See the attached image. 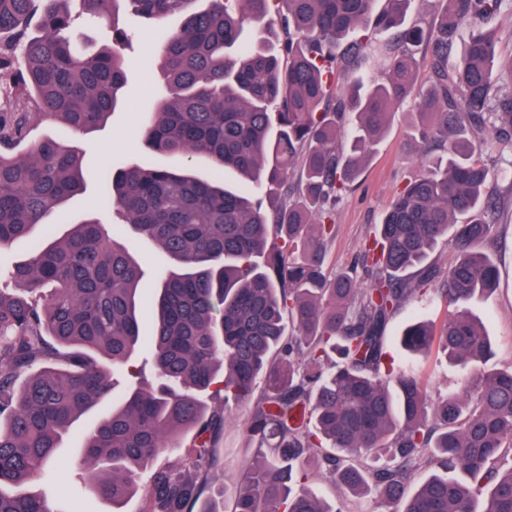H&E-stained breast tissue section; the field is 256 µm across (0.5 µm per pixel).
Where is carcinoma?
I'll return each instance as SVG.
<instances>
[{
    "label": "carcinoma",
    "mask_w": 512,
    "mask_h": 512,
    "mask_svg": "<svg viewBox=\"0 0 512 512\" xmlns=\"http://www.w3.org/2000/svg\"><path fill=\"white\" fill-rule=\"evenodd\" d=\"M70 2L0 0V83L19 90L0 107V247L43 226L0 279V512H81L87 492L119 512L144 473L146 512H342L311 489L315 474L344 493L378 491L396 512H512V467L497 468L512 448V368H482L492 344L468 311L438 331L413 321L398 337L468 368L457 392L432 403L416 372L382 376L388 324L425 285L443 279L455 305L498 284L482 251L497 237V203L478 155L490 137L512 142V82H500L488 29L505 0H439L434 21L409 27L415 0H79L76 13ZM120 4L158 38L164 91L142 117L144 141L181 160L111 161L98 175L97 212L116 213L167 259L149 336L142 264L112 225L93 217L60 234L43 223L83 188L70 137L119 104L128 59L107 10ZM85 15L112 30V46L79 49ZM171 17L179 26L162 28ZM380 34L393 53L383 81L363 72ZM411 97L424 120L410 139L431 157L358 257L371 281L332 277L336 204ZM30 103L59 120L57 135L31 136ZM200 160L210 175L196 173ZM227 170L244 183L224 187ZM264 195L280 203L266 209ZM448 236L456 260L426 264ZM143 348L153 382L115 392ZM104 401L81 455L61 460L74 424ZM233 404L246 408L259 462L228 509L215 473ZM184 446L180 461L156 464ZM426 464L433 472L415 481ZM64 465L88 478L60 511L46 488Z\"/></svg>",
    "instance_id": "carcinoma-1"
}]
</instances>
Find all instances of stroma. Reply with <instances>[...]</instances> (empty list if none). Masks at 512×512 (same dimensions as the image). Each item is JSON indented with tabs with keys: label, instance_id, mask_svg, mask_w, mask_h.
Listing matches in <instances>:
<instances>
[{
	"label": "stroma",
	"instance_id": "1",
	"mask_svg": "<svg viewBox=\"0 0 512 512\" xmlns=\"http://www.w3.org/2000/svg\"><path fill=\"white\" fill-rule=\"evenodd\" d=\"M126 25L128 30L134 31L135 39L128 51L130 64L122 100L104 128L79 138L85 151L83 166L88 186L57 215V223L63 226L79 223L93 215L91 202L96 195L93 180L105 158L125 163L163 165L167 162L166 157L153 154L143 146L139 132L143 113L151 109L161 89L155 39L146 33L140 18L128 17ZM415 120L413 104H405L394 113L374 154L348 194L337 204L335 232L327 250V269L331 274L348 271L356 264L360 251L372 238L385 210L409 176L418 170L421 157L408 136ZM482 158L494 172L487 192L499 201L498 237L487 245L486 250L495 258L501 276L491 295L470 300L466 308L482 322L490 335L493 354L485 368L497 371L512 366V145L492 144L483 151ZM388 354V367L415 366L435 400L459 389L465 379L464 369L434 353L415 358L392 343L388 346ZM244 416V408H233L232 421L224 430L225 485L229 488L241 480L256 456L241 426Z\"/></svg>",
	"mask_w": 512,
	"mask_h": 512
}]
</instances>
